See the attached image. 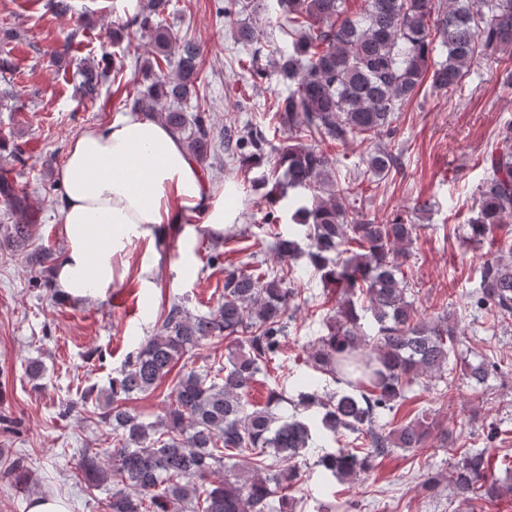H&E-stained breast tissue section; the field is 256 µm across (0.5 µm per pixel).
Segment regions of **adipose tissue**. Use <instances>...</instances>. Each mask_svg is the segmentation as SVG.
<instances>
[{"instance_id":"1","label":"adipose tissue","mask_w":512,"mask_h":512,"mask_svg":"<svg viewBox=\"0 0 512 512\" xmlns=\"http://www.w3.org/2000/svg\"><path fill=\"white\" fill-rule=\"evenodd\" d=\"M57 179L67 248L54 285L74 302L103 294L114 260L141 243L162 246L170 225L183 228L179 274L190 276L194 225L220 235L239 221V183L207 187L179 136L141 112L85 128L70 142Z\"/></svg>"}]
</instances>
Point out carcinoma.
I'll list each match as a JSON object with an SVG mask.
<instances>
[{"instance_id":"obj_1","label":"carcinoma","mask_w":512,"mask_h":512,"mask_svg":"<svg viewBox=\"0 0 512 512\" xmlns=\"http://www.w3.org/2000/svg\"><path fill=\"white\" fill-rule=\"evenodd\" d=\"M347 0H272L267 8L284 14L291 45L271 46L280 75L293 83L272 120L286 129L292 144L279 149L275 178L265 194L263 223L284 260L301 253L300 241L277 231L283 200L291 219L305 228L308 262L321 282L334 288L336 310L326 334L308 354L307 364L344 383L341 393L321 390L316 378L296 380L297 405L319 409L311 421L284 415L283 393L273 390L267 403L249 401L257 376L268 372L288 335V311L301 295L289 272L264 268L254 256L224 269V303L208 314H193L174 302L109 383L108 394L88 387L80 396L84 412L98 409L95 424L112 431V447L79 450L74 475L86 490H102L105 512H296L288 497L301 478L313 448L312 428L336 436L355 435L358 447L324 451L314 465L336 477L355 479L370 472L376 459L393 448H420L433 433L424 418L392 426L383 421L404 389L438 379L449 390L458 360V326L453 313L420 316L408 300L410 282L406 245L417 225L396 218L387 224L350 218L344 200L351 184H339V160L314 144L366 145L363 162L382 179L401 165V153L389 138L398 113L424 84L451 92L466 76L475 57L512 44V0H364L356 16ZM255 0H225L224 18L253 10ZM168 0H148L146 10L125 28L151 33L156 53L147 61V87L132 109L158 115L186 143L197 164L211 167L219 149L229 160L260 164L267 139L259 125L229 121L216 137L205 111L189 114L183 103L198 97L202 52L194 41H177L150 16L160 15ZM446 49L431 61L434 44ZM171 68L158 74L160 61ZM84 95L94 97L102 73L81 72ZM467 238L488 239L500 255L485 261L472 294L474 305L498 318L512 316V122L503 126L486 159ZM313 191L311 205L287 198V190ZM0 202L16 216L6 225L4 241L15 251L29 246L38 222L21 186L0 175ZM38 277L52 286L57 256L49 249L32 258ZM222 338L227 354L200 370L178 375L163 418L146 423L124 405L131 396L156 389L187 353ZM501 368L490 357L467 365L471 402H484L479 388ZM452 452L453 496L495 503L512 484L494 473L484 450L462 448L443 434ZM0 475L19 491L36 495L38 481L24 460L3 463Z\"/></svg>"}]
</instances>
